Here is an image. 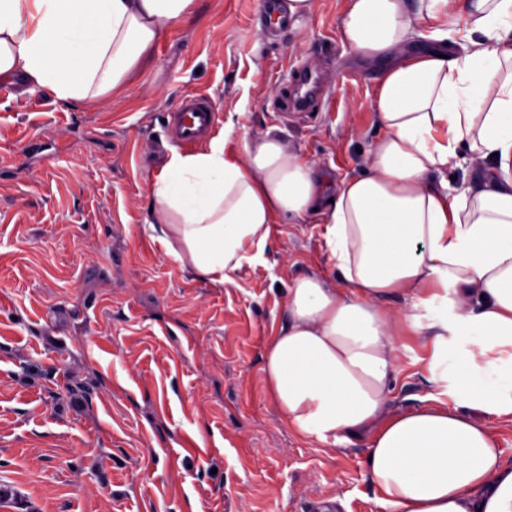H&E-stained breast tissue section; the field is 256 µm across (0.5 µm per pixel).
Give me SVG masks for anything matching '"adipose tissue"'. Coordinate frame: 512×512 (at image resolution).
Instances as JSON below:
<instances>
[{"mask_svg":"<svg viewBox=\"0 0 512 512\" xmlns=\"http://www.w3.org/2000/svg\"><path fill=\"white\" fill-rule=\"evenodd\" d=\"M196 4L0 0V79L63 104L119 96ZM338 38L378 71L366 172L331 190L278 135H218L150 177L144 228L222 284L264 260L273 224L319 218L342 282L286 290L260 368L281 420L308 441L365 436L380 512H512L484 423L512 418V0H345ZM405 336L441 398L389 415Z\"/></svg>","mask_w":512,"mask_h":512,"instance_id":"1","label":"adipose tissue"}]
</instances>
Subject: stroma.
Segmentation results:
<instances>
[{"mask_svg":"<svg viewBox=\"0 0 512 512\" xmlns=\"http://www.w3.org/2000/svg\"><path fill=\"white\" fill-rule=\"evenodd\" d=\"M263 0H198L112 102L0 99V490L28 512H378L364 439L306 441L260 367L295 278L328 273L322 225H273L265 260L224 284L193 278L142 230L148 179L177 144L186 94L216 103L215 133L277 128L329 185L363 172L383 134L372 72L343 48L344 0H312L301 28ZM331 92L288 112L299 66ZM418 343L386 406L431 404Z\"/></svg>","mask_w":512,"mask_h":512,"instance_id":"1","label":"stroma"}]
</instances>
